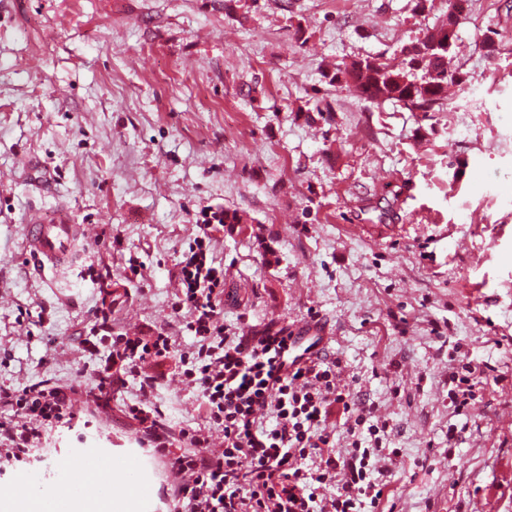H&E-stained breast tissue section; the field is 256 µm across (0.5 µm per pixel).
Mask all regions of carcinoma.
Masks as SVG:
<instances>
[{
  "instance_id": "1",
  "label": "carcinoma",
  "mask_w": 512,
  "mask_h": 512,
  "mask_svg": "<svg viewBox=\"0 0 512 512\" xmlns=\"http://www.w3.org/2000/svg\"><path fill=\"white\" fill-rule=\"evenodd\" d=\"M466 2L456 0L439 25L423 38L403 46L401 65H392L381 56L356 58L327 75L329 84H348L366 101H391L411 112L444 110L448 104V83L466 84L461 73L450 68L449 59L454 44L449 39V28L459 26Z\"/></svg>"
}]
</instances>
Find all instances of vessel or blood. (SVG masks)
Instances as JSON below:
<instances>
[{
    "label": "vessel or blood",
    "instance_id": "obj_1",
    "mask_svg": "<svg viewBox=\"0 0 512 512\" xmlns=\"http://www.w3.org/2000/svg\"><path fill=\"white\" fill-rule=\"evenodd\" d=\"M92 240L89 226L74 223L62 208L25 226L27 250L57 273L80 260ZM59 474L56 488L37 494L30 472L15 473L7 492L0 494V512H151L154 480L135 451L84 448L61 460Z\"/></svg>",
    "mask_w": 512,
    "mask_h": 512
}]
</instances>
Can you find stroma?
<instances>
[{
	"label": "stroma",
	"instance_id": "obj_1",
	"mask_svg": "<svg viewBox=\"0 0 512 512\" xmlns=\"http://www.w3.org/2000/svg\"><path fill=\"white\" fill-rule=\"evenodd\" d=\"M0 0V386L91 381L75 340L101 296L116 331L171 325L180 251L207 209L224 324L327 329L342 383L379 404L390 466L374 512H512V0H470L452 47L467 78L441 112L372 104L325 75L401 64L448 0ZM111 228L58 276L25 249L35 211ZM447 321L446 341L431 332ZM496 366L469 416L448 412V358ZM76 403L37 470L79 444L135 448L126 409ZM153 401L174 433L205 428L177 378ZM462 428L456 450L448 427Z\"/></svg>",
	"mask_w": 512,
	"mask_h": 512
}]
</instances>
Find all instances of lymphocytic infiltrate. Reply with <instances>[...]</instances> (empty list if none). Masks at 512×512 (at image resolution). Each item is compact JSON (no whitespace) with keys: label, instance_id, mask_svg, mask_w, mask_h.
<instances>
[{"label":"lymphocytic infiltrate","instance_id":"lymphocytic-infiltrate-1","mask_svg":"<svg viewBox=\"0 0 512 512\" xmlns=\"http://www.w3.org/2000/svg\"><path fill=\"white\" fill-rule=\"evenodd\" d=\"M223 221V211H204L178 261L182 288L172 312L181 332L192 336L191 349H180L165 328L149 337L113 333L112 307L101 304L82 341L85 351L102 354L93 387L53 378L0 386V466L29 458L36 440L75 418L76 402L99 407L113 387L133 380L139 399L127 412L143 432L142 445L178 475L181 512H364L379 504L387 422L378 404L340 387L341 361L321 349L291 351L286 327L250 335L225 327L224 266L211 250L212 228ZM168 360L199 397L207 423L222 432L223 448L210 451L207 437L185 429L186 450H171L168 419L153 402L158 379L143 369ZM493 371L488 364L449 363L452 415L468 413L471 382ZM336 405L346 416L342 452L333 450L327 431Z\"/></svg>","mask_w":512,"mask_h":512}]
</instances>
